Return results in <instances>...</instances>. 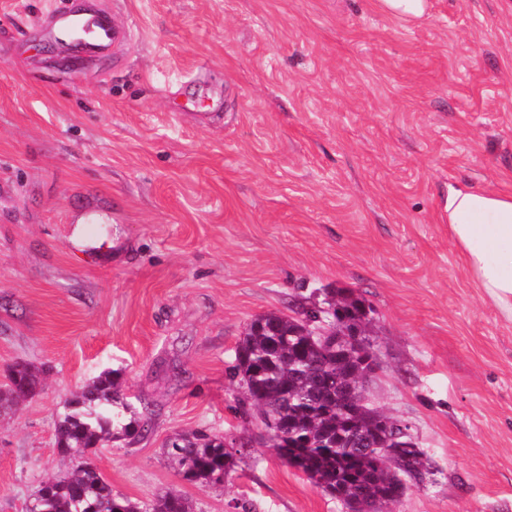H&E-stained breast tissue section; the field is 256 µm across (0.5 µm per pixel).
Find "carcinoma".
<instances>
[{
	"mask_svg": "<svg viewBox=\"0 0 512 512\" xmlns=\"http://www.w3.org/2000/svg\"><path fill=\"white\" fill-rule=\"evenodd\" d=\"M337 306L350 320L361 321L366 314L358 298L345 296ZM314 375L336 383V360L313 349L301 320L277 312L258 316L238 342L231 372L239 412L266 431L269 447L283 464L307 475L316 487L345 503L350 490L360 488L374 512H384L402 496L403 478L423 472L424 452L410 438H401L402 447L393 449L401 463L396 469L383 461L381 449L389 447L383 436L373 448L336 447V433L347 422L353 420L369 432L378 410L361 395L350 415L334 402L316 399ZM39 384V372L31 365L12 369L9 383L0 390V408L28 399ZM145 413L146 406L138 408L124 395L120 370L99 373L66 402L55 424L56 446L76 461V470L43 482L26 512H195L193 500L180 491H168L150 504L114 492L88 457L104 443L135 442L146 431ZM167 454L182 480L215 486L233 471L237 449L226 447L220 435L191 432L176 434ZM354 454L357 464L344 465Z\"/></svg>",
	"mask_w": 512,
	"mask_h": 512,
	"instance_id": "cac0c4a2",
	"label": "carcinoma"
}]
</instances>
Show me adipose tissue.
I'll return each instance as SVG.
<instances>
[{
	"label": "adipose tissue",
	"instance_id": "obj_1",
	"mask_svg": "<svg viewBox=\"0 0 512 512\" xmlns=\"http://www.w3.org/2000/svg\"><path fill=\"white\" fill-rule=\"evenodd\" d=\"M448 236L484 297L512 320V194L452 186Z\"/></svg>",
	"mask_w": 512,
	"mask_h": 512
}]
</instances>
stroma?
Instances as JSON below:
<instances>
[{"label":"stroma","mask_w":512,"mask_h":512,"mask_svg":"<svg viewBox=\"0 0 512 512\" xmlns=\"http://www.w3.org/2000/svg\"><path fill=\"white\" fill-rule=\"evenodd\" d=\"M131 37L72 51L49 0H0V512L70 471L54 423L123 372L149 431L97 449L115 492L197 512H346L283 465L229 378L257 316L342 289L370 306L366 398L426 453L393 512H512V321L448 237L449 185L512 194V0H93ZM99 217L97 227L83 221ZM177 431L238 438L223 485L182 481ZM377 7L393 18L411 21L426 14V0H377ZM39 384V372L30 364L15 367L10 371L9 383L0 390V408L12 409L19 401L28 399L27 394Z\"/></svg>","instance_id":"obj_1"}]
</instances>
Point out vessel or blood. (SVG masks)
I'll list each match as a JSON object with an SVG mask.
<instances>
[{
  "mask_svg": "<svg viewBox=\"0 0 512 512\" xmlns=\"http://www.w3.org/2000/svg\"><path fill=\"white\" fill-rule=\"evenodd\" d=\"M47 21L50 34L65 36L79 32L82 46L91 52L106 49L127 35L114 15L72 7L70 0H58Z\"/></svg>",
  "mask_w": 512,
  "mask_h": 512,
  "instance_id": "vessel-or-blood-1",
  "label": "vessel or blood"
}]
</instances>
